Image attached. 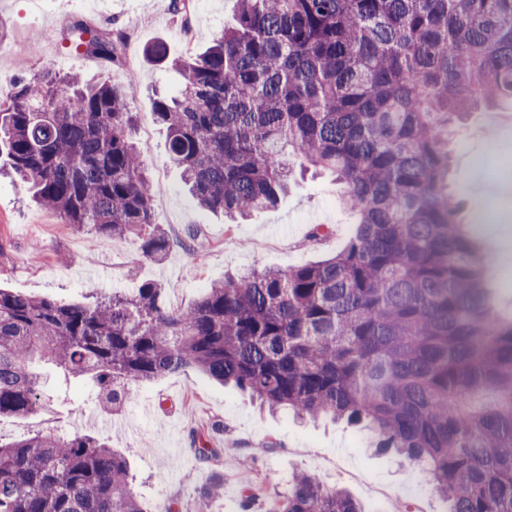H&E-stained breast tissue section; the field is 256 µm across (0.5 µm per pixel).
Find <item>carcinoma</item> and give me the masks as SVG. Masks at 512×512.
<instances>
[{"mask_svg":"<svg viewBox=\"0 0 512 512\" xmlns=\"http://www.w3.org/2000/svg\"><path fill=\"white\" fill-rule=\"evenodd\" d=\"M77 22L83 54L121 58V35ZM157 95L166 149L199 207L235 222L288 193V156L329 171L356 218L334 256L249 269L166 306L154 281L95 305L0 289V416L45 407L42 367L90 377L121 408L129 386L194 367L275 411L368 424L419 464L450 512H512V319L449 181L461 115L512 98V0H238L235 24L180 59ZM132 84L45 73L0 99V155L66 224L173 248L131 141ZM0 512H154L125 459L87 435L0 443ZM267 512H366L299 472Z\"/></svg>","mask_w":512,"mask_h":512,"instance_id":"obj_1","label":"carcinoma"}]
</instances>
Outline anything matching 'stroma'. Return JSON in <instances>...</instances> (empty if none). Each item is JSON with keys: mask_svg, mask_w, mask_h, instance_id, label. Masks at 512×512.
<instances>
[{"mask_svg": "<svg viewBox=\"0 0 512 512\" xmlns=\"http://www.w3.org/2000/svg\"><path fill=\"white\" fill-rule=\"evenodd\" d=\"M237 0H191L187 14L173 13L167 0H0V96L20 78L45 71L74 74L82 81L134 84L130 101L132 140L146 165L154 192L155 224L176 239L197 228V254L173 247L164 261L145 257L137 237L114 239L89 226L63 223L53 211L32 204L25 189L0 176V288L63 302L94 304L115 292L133 293L157 281L174 308L194 303L211 283L244 268L288 269L327 259L354 230V217L339 185L327 174L294 173L277 207L241 224L198 207L169 159L167 131L154 114L156 92L176 93L178 75L168 64L148 61L144 48L164 42L170 57L204 49L234 20ZM123 33L129 51L115 62L75 52L63 35L75 22ZM467 144L455 151L450 176L469 185L464 213L486 217L479 250L492 264L487 289L494 308L512 318V288L501 276L508 265L492 263L512 251V102L493 113H469L454 133ZM495 184L494 196L473 192L474 183ZM331 234L315 241L314 225ZM47 409L27 417H1L0 442L63 427L106 441L127 461L132 487L144 504L167 503L175 512H196L199 496L223 483L208 512H266L267 499L285 493L292 474L310 471L345 490L368 512H448L449 503L418 469L375 451L373 437L344 422L301 421L291 413L260 409L248 395L212 381L195 368L132 385L120 411L98 397L88 379L63 381L46 369ZM218 449L210 462L196 450ZM255 491L242 510L246 491Z\"/></svg>", "mask_w": 512, "mask_h": 512, "instance_id": "obj_1", "label": "stroma"}]
</instances>
